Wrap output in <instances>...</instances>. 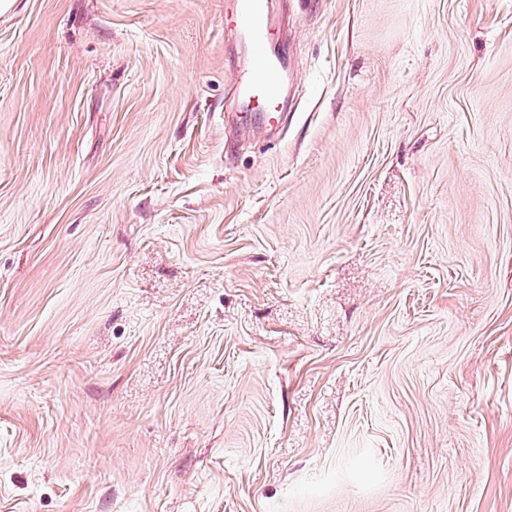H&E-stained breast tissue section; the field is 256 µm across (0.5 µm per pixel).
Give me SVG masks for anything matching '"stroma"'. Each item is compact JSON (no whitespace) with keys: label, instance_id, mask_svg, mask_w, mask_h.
<instances>
[{"label":"stroma","instance_id":"obj_1","mask_svg":"<svg viewBox=\"0 0 512 512\" xmlns=\"http://www.w3.org/2000/svg\"><path fill=\"white\" fill-rule=\"evenodd\" d=\"M224 4L0 12V512H512V0H295L274 133Z\"/></svg>","mask_w":512,"mask_h":512}]
</instances>
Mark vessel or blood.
I'll return each mask as SVG.
<instances>
[{"label":"vessel or blood","mask_w":512,"mask_h":512,"mask_svg":"<svg viewBox=\"0 0 512 512\" xmlns=\"http://www.w3.org/2000/svg\"><path fill=\"white\" fill-rule=\"evenodd\" d=\"M276 0H227L228 45L246 50L252 60L241 69L231 97L239 105L235 119L242 126L272 123L284 109L288 57L282 51Z\"/></svg>","instance_id":"obj_1"}]
</instances>
